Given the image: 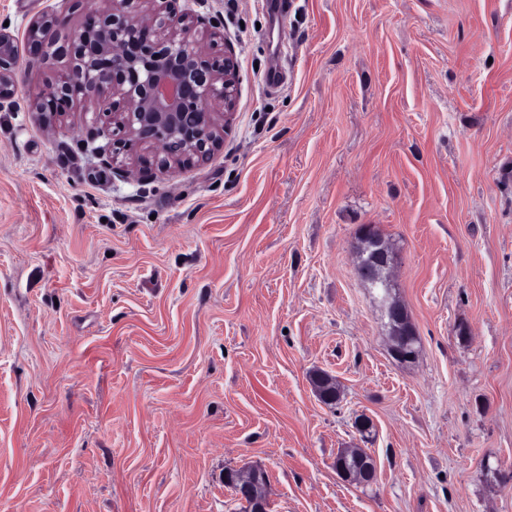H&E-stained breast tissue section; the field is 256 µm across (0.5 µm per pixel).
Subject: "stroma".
<instances>
[{
  "label": "stroma",
  "mask_w": 512,
  "mask_h": 512,
  "mask_svg": "<svg viewBox=\"0 0 512 512\" xmlns=\"http://www.w3.org/2000/svg\"><path fill=\"white\" fill-rule=\"evenodd\" d=\"M224 3L180 0L240 76L190 168L112 173L93 110L31 111L37 58L0 109V512H241L224 473L253 467L272 512H512V0ZM51 7L82 20L0 0V24ZM363 224L414 363L358 275ZM345 448L375 482L336 473ZM358 236L357 268L364 283L369 288H375L378 283H382L383 288H392L396 259L389 245L373 224L361 225ZM367 259L370 265H365ZM379 300L385 318L391 323L386 325L391 357L400 364L413 363L419 353V338L405 305L390 289L380 294ZM333 467L339 475L351 482L368 484L377 477L374 458H366L359 448L343 449L336 455Z\"/></svg>",
  "instance_id": "35a3bbf8"
}]
</instances>
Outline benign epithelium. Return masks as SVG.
Listing matches in <instances>:
<instances>
[{
	"mask_svg": "<svg viewBox=\"0 0 512 512\" xmlns=\"http://www.w3.org/2000/svg\"><path fill=\"white\" fill-rule=\"evenodd\" d=\"M143 0H92L85 22L53 53L45 50L48 30L65 25V17L50 9L32 19L24 45L0 25V108L18 82L21 49L42 61L67 59L62 73L31 98L32 111L61 117L77 101L101 98L98 116L113 126L112 144L95 147L98 155L116 158L138 147L155 149L161 168H187L206 159L223 142L236 107L239 68L234 51L211 52V44L196 36L204 19L178 9L179 0H161L151 11ZM357 268L368 287L383 284L379 295L391 357L414 362L419 338L405 305L391 290L396 259L373 224L359 229ZM336 472L351 482L376 480L374 458L358 448H346L333 462ZM268 476L264 469L228 470L224 486L245 504L247 512H270Z\"/></svg>",
	"mask_w": 512,
	"mask_h": 512,
	"instance_id": "7a95c632",
	"label": "benign epithelium"
}]
</instances>
